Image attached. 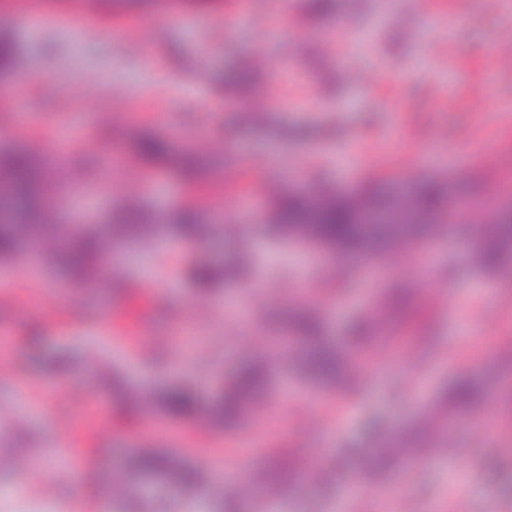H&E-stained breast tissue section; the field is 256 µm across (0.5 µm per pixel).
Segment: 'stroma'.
<instances>
[{
	"mask_svg": "<svg viewBox=\"0 0 512 512\" xmlns=\"http://www.w3.org/2000/svg\"><path fill=\"white\" fill-rule=\"evenodd\" d=\"M308 4L142 0L128 30L103 7L77 22L47 12L30 28L0 0V33L22 62L0 69L9 95L0 146L34 140L47 154L96 160L121 151L110 189L89 209L104 215L139 195L167 210L180 185L166 175L141 182L130 154L134 134L151 128L223 159L218 178L202 176L198 203L209 221L223 198L231 218L194 245L120 243L112 261L122 290L67 288L26 259L0 258V512H64L75 501L113 512L161 485L127 469L139 448L194 464L223 457L236 462L241 487L281 461L329 472L319 492L273 495L278 512H336L343 496L348 512H376L383 499L393 512H448L452 492L466 512H512V273L470 261L481 209L433 238L424 261L393 249L384 280L367 278L366 260L342 267L332 252L273 245L256 228L273 187L343 192L371 177L390 187L445 172L462 203L512 190V56L487 58L512 30V0H331L324 13ZM244 72L250 89L225 98L220 77ZM53 184L60 222L81 220L77 177L60 171ZM167 249L183 263L159 267ZM245 253L249 270L212 296L185 274L187 263L230 265ZM391 288L407 296L384 315L354 392L303 381L278 359L245 426L156 415L157 394L174 385L200 379L223 396L241 359L265 356L268 325L288 335L297 306L318 310L340 342ZM387 337L400 341L397 356ZM460 374L484 389L478 409L448 434L421 437L434 458L396 459L359 496L383 436L434 411Z\"/></svg>",
	"mask_w": 512,
	"mask_h": 512,
	"instance_id": "obj_1",
	"label": "stroma"
}]
</instances>
